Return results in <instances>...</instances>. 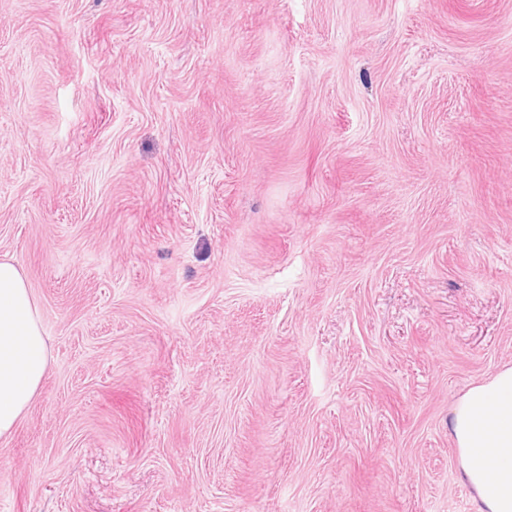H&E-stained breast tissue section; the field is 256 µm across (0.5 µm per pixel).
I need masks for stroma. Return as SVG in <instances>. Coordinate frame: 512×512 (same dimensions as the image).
Instances as JSON below:
<instances>
[{"label":"stroma","mask_w":512,"mask_h":512,"mask_svg":"<svg viewBox=\"0 0 512 512\" xmlns=\"http://www.w3.org/2000/svg\"><path fill=\"white\" fill-rule=\"evenodd\" d=\"M0 257L51 353L0 512H480L512 0H0Z\"/></svg>","instance_id":"obj_1"}]
</instances>
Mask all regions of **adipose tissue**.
Wrapping results in <instances>:
<instances>
[{"label": "adipose tissue", "mask_w": 512, "mask_h": 512, "mask_svg": "<svg viewBox=\"0 0 512 512\" xmlns=\"http://www.w3.org/2000/svg\"><path fill=\"white\" fill-rule=\"evenodd\" d=\"M49 366V345L21 269L0 260V437L12 434ZM465 479L487 512H512V368L470 388L452 410Z\"/></svg>", "instance_id": "ef3b65f1"}]
</instances>
